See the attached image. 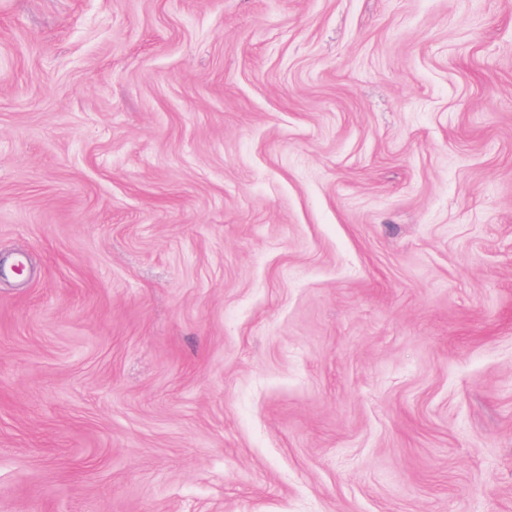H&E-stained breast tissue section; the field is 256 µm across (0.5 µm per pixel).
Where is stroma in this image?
<instances>
[{
  "label": "stroma",
  "mask_w": 512,
  "mask_h": 512,
  "mask_svg": "<svg viewBox=\"0 0 512 512\" xmlns=\"http://www.w3.org/2000/svg\"><path fill=\"white\" fill-rule=\"evenodd\" d=\"M0 512H512V0H0Z\"/></svg>",
  "instance_id": "obj_1"
}]
</instances>
